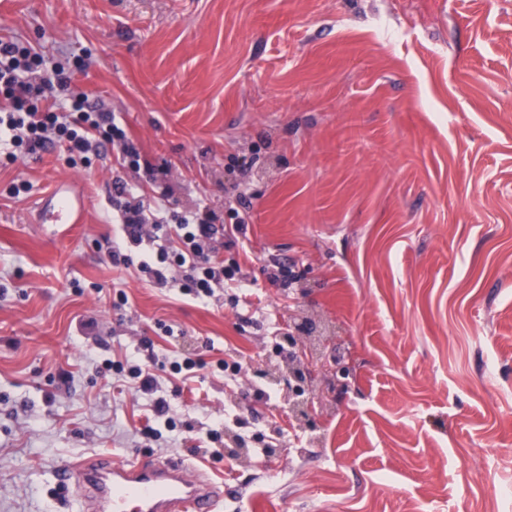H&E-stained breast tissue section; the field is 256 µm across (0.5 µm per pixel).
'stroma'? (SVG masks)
<instances>
[{"label":"stroma","mask_w":512,"mask_h":512,"mask_svg":"<svg viewBox=\"0 0 512 512\" xmlns=\"http://www.w3.org/2000/svg\"><path fill=\"white\" fill-rule=\"evenodd\" d=\"M0 36L85 59L154 168L0 160V512H76L60 466L106 455L184 459L217 512H512V0H0ZM119 175L248 215L215 245L249 303L146 281L144 244L113 266ZM59 178L89 196L63 231L36 217ZM289 335L323 350L311 383L264 375ZM144 336L211 365L160 379L174 443L106 369Z\"/></svg>","instance_id":"35a3bbf8"}]
</instances>
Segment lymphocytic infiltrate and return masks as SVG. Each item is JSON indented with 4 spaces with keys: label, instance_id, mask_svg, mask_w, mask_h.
<instances>
[{
    "label": "lymphocytic infiltrate",
    "instance_id": "lymphocytic-infiltrate-1",
    "mask_svg": "<svg viewBox=\"0 0 512 512\" xmlns=\"http://www.w3.org/2000/svg\"><path fill=\"white\" fill-rule=\"evenodd\" d=\"M86 74L84 62L50 67L35 49L0 38V147H22L30 154L50 147L73 162L92 149L117 143L124 166L140 170L141 153L125 128L111 112L91 106L80 90L79 82ZM114 188L124 199L119 215L123 238L134 244L149 240L157 249L155 255L135 263L120 248H113V264L136 265L153 283L173 285L180 294L198 299L212 297L227 281L244 285L247 276L240 264H225L210 246L216 233L211 218L186 214L178 224L150 226L146 216L156 207V200L133 194L119 179ZM174 266L182 269V277H170ZM140 349L146 354V363H138L136 355L130 354L111 361L109 367L117 381H132L139 391L149 395L156 419L162 420L168 431H177L169 402L157 394L159 375L166 371L189 380L197 377L206 363L200 358L179 361L159 355L153 339L147 336L141 339Z\"/></svg>",
    "mask_w": 512,
    "mask_h": 512
}]
</instances>
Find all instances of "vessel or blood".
Wrapping results in <instances>:
<instances>
[{
	"label": "vessel or blood",
	"instance_id": "obj_1",
	"mask_svg": "<svg viewBox=\"0 0 512 512\" xmlns=\"http://www.w3.org/2000/svg\"><path fill=\"white\" fill-rule=\"evenodd\" d=\"M38 212L44 224L82 223L86 193L75 181L56 180ZM60 475L95 495L96 512H217L224 498L222 484L179 459L158 468L106 457L89 465L62 466Z\"/></svg>",
	"mask_w": 512,
	"mask_h": 512
}]
</instances>
